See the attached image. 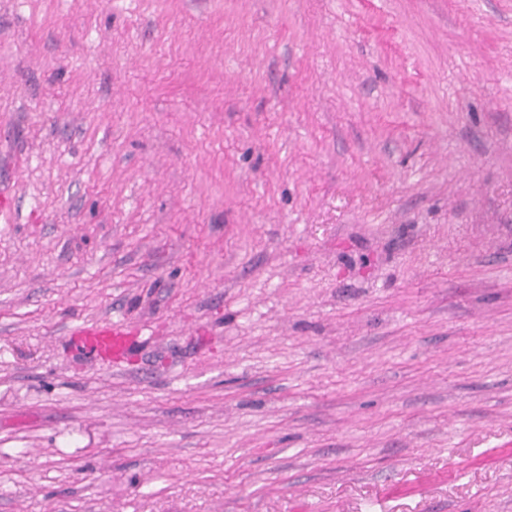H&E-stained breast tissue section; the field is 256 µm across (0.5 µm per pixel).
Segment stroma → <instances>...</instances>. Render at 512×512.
I'll use <instances>...</instances> for the list:
<instances>
[{
  "mask_svg": "<svg viewBox=\"0 0 512 512\" xmlns=\"http://www.w3.org/2000/svg\"><path fill=\"white\" fill-rule=\"evenodd\" d=\"M2 191L0 512H512V0H0ZM69 334L77 347L99 363L122 358L130 347L129 328L111 323L75 327Z\"/></svg>",
  "mask_w": 512,
  "mask_h": 512,
  "instance_id": "35a3bbf8",
  "label": "stroma"
}]
</instances>
